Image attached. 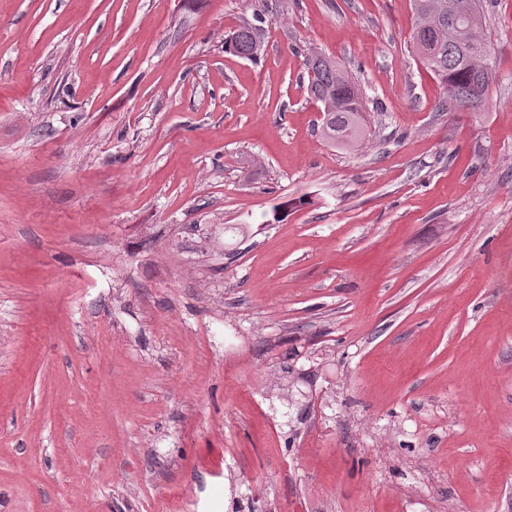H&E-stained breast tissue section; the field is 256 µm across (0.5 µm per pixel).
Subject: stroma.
Listing matches in <instances>:
<instances>
[{"instance_id": "stroma-1", "label": "stroma", "mask_w": 512, "mask_h": 512, "mask_svg": "<svg viewBox=\"0 0 512 512\" xmlns=\"http://www.w3.org/2000/svg\"><path fill=\"white\" fill-rule=\"evenodd\" d=\"M483 6L475 117L411 0H0V512H512ZM258 9L264 57L225 53ZM309 49L382 105L368 142L320 137Z\"/></svg>"}]
</instances>
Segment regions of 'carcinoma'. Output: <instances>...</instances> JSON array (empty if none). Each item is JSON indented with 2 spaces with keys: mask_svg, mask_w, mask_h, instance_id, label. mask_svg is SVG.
<instances>
[{
  "mask_svg": "<svg viewBox=\"0 0 512 512\" xmlns=\"http://www.w3.org/2000/svg\"><path fill=\"white\" fill-rule=\"evenodd\" d=\"M416 16L411 52L445 90L442 105L478 114L495 79L481 0H412ZM260 14L244 19L224 37V52L255 61L263 50ZM309 98L321 104V137L353 149L369 134L367 100L360 85L336 59L304 55Z\"/></svg>",
  "mask_w": 512,
  "mask_h": 512,
  "instance_id": "cac0c4a2",
  "label": "carcinoma"
}]
</instances>
